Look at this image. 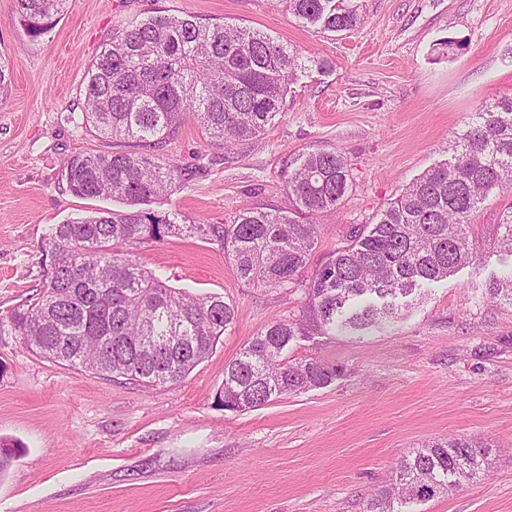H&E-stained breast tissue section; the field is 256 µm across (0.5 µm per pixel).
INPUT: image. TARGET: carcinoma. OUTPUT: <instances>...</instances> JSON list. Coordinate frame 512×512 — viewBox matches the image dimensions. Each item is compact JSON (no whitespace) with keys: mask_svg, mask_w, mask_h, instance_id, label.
I'll use <instances>...</instances> for the list:
<instances>
[{"mask_svg":"<svg viewBox=\"0 0 512 512\" xmlns=\"http://www.w3.org/2000/svg\"><path fill=\"white\" fill-rule=\"evenodd\" d=\"M32 38L45 33L69 0H13ZM294 17L325 32L361 21L357 0H283ZM302 67L297 54L250 28L151 16L112 34L84 77L85 121L106 138L158 145L192 118L209 143L226 151L264 133L286 108L288 86ZM181 170L144 152H98L67 160L63 176L80 198L119 199L123 212L54 224L44 291L11 324L31 349L99 373L175 383L213 350L234 321L218 296L166 285L128 252L144 240L194 236L221 244L237 277L271 289L299 288L294 316L265 324L224 366L217 402L247 411L283 395L322 387L343 366L293 358L288 346L313 332L348 336L380 328L395 300L476 260L470 217L493 192L512 191V97L476 113L450 160L407 184L347 243L301 279L319 239L315 219L352 191L338 150L309 151L288 167L289 208L254 207L229 224H177L144 208L167 194ZM512 255V206L498 225ZM512 303V276L489 289ZM490 448L465 438L429 441L405 455L364 512H407L410 504L447 495L488 468Z\"/></svg>","mask_w":512,"mask_h":512,"instance_id":"cac0c4a2","label":"carcinoma"}]
</instances>
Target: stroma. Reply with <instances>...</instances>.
Masks as SVG:
<instances>
[{"label":"stroma","mask_w":512,"mask_h":512,"mask_svg":"<svg viewBox=\"0 0 512 512\" xmlns=\"http://www.w3.org/2000/svg\"><path fill=\"white\" fill-rule=\"evenodd\" d=\"M357 27L300 23L279 0H69L38 38L0 0V439L17 456L0 476V512H363L413 448L433 439L487 443L489 468L412 512H512V305L486 290L512 275L497 226L512 192L471 218L473 264L411 296L386 329L301 339L298 358L345 366L330 384L233 412L217 403L224 366L265 324L298 312L301 290L240 281L216 242L146 241L137 262L167 285L223 297L235 320L181 382L149 386L59 364L28 348L8 318L43 289L52 225L122 210L82 199L62 171L78 154L129 151L85 126L83 79L113 32L151 15L261 30L304 67L287 110L232 151L187 120L154 154L183 173L154 212L228 224L245 209L284 208L283 172L317 148L341 151L354 188L317 222L310 264L374 223L406 184L445 162L482 106L512 94V0H360ZM453 41L445 51L444 41Z\"/></svg>","instance_id":"35a3bbf8"}]
</instances>
